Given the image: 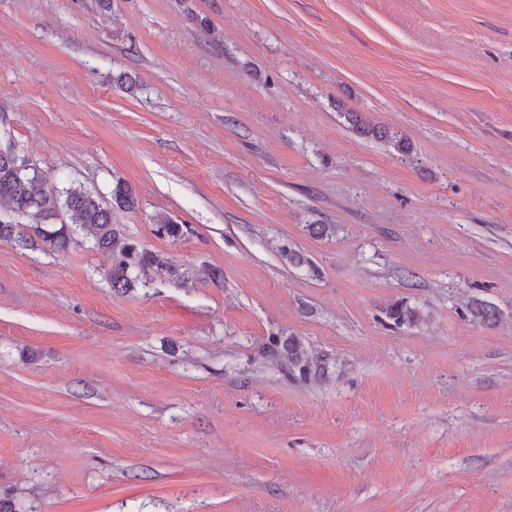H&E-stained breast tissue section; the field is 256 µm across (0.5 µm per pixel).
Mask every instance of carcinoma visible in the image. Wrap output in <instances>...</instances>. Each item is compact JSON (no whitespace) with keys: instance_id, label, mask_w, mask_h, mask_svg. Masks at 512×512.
<instances>
[{"instance_id":"cac0c4a2","label":"carcinoma","mask_w":512,"mask_h":512,"mask_svg":"<svg viewBox=\"0 0 512 512\" xmlns=\"http://www.w3.org/2000/svg\"><path fill=\"white\" fill-rule=\"evenodd\" d=\"M348 119L363 135L387 140L400 151L408 149L406 138L390 135L359 113H348ZM0 202L6 203L0 211V240L14 241L21 247H32L39 240L57 253L69 250L76 240L64 216L74 217L92 237L93 247L112 256L106 278L116 292L137 288L149 271L163 272L172 279L181 277L169 257L144 248L112 224V208L129 209L135 204L132 190L120 181L112 186L110 200L106 201L80 186L49 185L32 159L14 149L1 150ZM385 314L396 327L417 320V313L403 300L388 305ZM288 371L305 379L317 373V365L296 340L288 346Z\"/></svg>"}]
</instances>
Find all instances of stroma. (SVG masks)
Here are the masks:
<instances>
[{
	"instance_id": "obj_1",
	"label": "stroma",
	"mask_w": 512,
	"mask_h": 512,
	"mask_svg": "<svg viewBox=\"0 0 512 512\" xmlns=\"http://www.w3.org/2000/svg\"><path fill=\"white\" fill-rule=\"evenodd\" d=\"M0 146L184 276L0 242L22 512H512V0H0ZM350 122H353L356 130L363 135H371L378 139L391 142L398 150L404 151L408 149L407 139L404 137L392 136L386 128L377 127L366 122L358 112L347 113ZM385 314L386 318L390 321L389 324L394 325L396 328L417 320V313L408 307L403 299L388 305L385 309ZM288 346V371L302 378L316 375L317 365L305 354L299 341L292 340Z\"/></svg>"
}]
</instances>
